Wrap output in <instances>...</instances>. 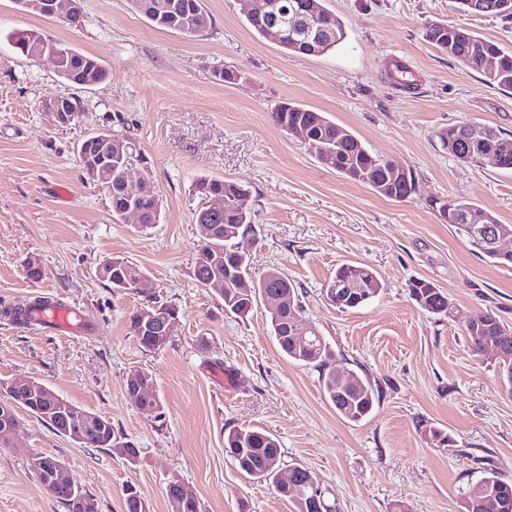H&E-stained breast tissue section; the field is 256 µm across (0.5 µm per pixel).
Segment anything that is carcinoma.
Here are the masks:
<instances>
[{"label":"carcinoma","mask_w":512,"mask_h":512,"mask_svg":"<svg viewBox=\"0 0 512 512\" xmlns=\"http://www.w3.org/2000/svg\"><path fill=\"white\" fill-rule=\"evenodd\" d=\"M144 6V16L156 27L163 30L192 28L198 26V20L206 16L201 0H176L178 18L172 21L167 5L171 0H139ZM318 18L321 24L319 41L307 42L293 33L291 23L284 22L286 40L283 48L304 55H321L336 48L346 38L342 20L326 6L319 8ZM33 29H15L10 40L20 53L26 57L33 49ZM426 38L438 48L445 49L448 56L455 58L469 68L479 72L485 83L501 89H512V52L503 50L497 43L476 35L465 27L431 24L426 29ZM67 71L84 75L91 73L96 83L103 82L108 71L100 61L86 55L78 49L67 61ZM272 121L283 129L299 124L306 129L310 143L315 145L317 161L325 168L335 170L346 178L359 182L363 175L369 179L365 185L379 194L398 199L415 192L413 172L393 180L386 171V164L376 163L363 143L352 133L345 132L337 136L338 125L323 113L294 102H283L271 112ZM470 124L459 125L457 135L444 141L448 154L462 163L479 162L480 154L491 151L500 152V167L512 169V139L494 127H484L485 134L479 140H470L467 128ZM121 139L117 134L101 131L82 141L78 149V158L99 157L100 185L109 187L107 195L111 201L112 218L122 220V213L128 205L136 206L141 212V226L149 227L159 221L162 199L155 190L153 182H148L139 197L130 199L124 191L121 167L125 160L109 157L103 142L106 138ZM195 189L203 198L218 197L224 201V209L209 216L212 224V237L206 243L197 246L194 257L193 275L203 288L210 280L224 279L226 288L220 298L224 303V312L245 316L254 303L266 293H275L281 289L284 274L270 268L255 278L250 273L251 253L248 242L254 234V221L248 206V191L242 184L229 179H217L208 176L199 178ZM441 220L455 228L457 236L470 247L496 266L512 265V254H501L490 239L473 246L472 214L486 217L489 225L504 229L506 226L489 212L480 209L474 203L452 199L442 203L439 208ZM144 277V272L124 257H112L106 261L105 274L101 276L115 291L134 292L135 282ZM351 283L348 299L337 304L341 311L358 309L366 305L380 292V283L370 266L362 263L343 264L336 269L328 282ZM411 295L421 309L440 319L451 318L455 305L448 295L433 284L419 280L411 285ZM59 304L48 297L37 299L25 308H6L0 313L12 322L32 325L38 322V312ZM159 312L165 329L161 335L142 332L141 310H135L130 316V329L147 350L163 348L171 338L178 322L179 310L175 305H147ZM271 331L282 354L288 360L304 365H313L322 370L321 382L323 394L328 403L343 418L358 422L373 410L376 401L375 390L371 382L353 370L347 371V380L339 383L331 375L329 366L335 360V354L322 334L313 335L309 345L297 349L291 342L295 332L288 328V311L270 315ZM473 351L485 352L493 347L502 350L500 377L512 393V327L506 325L493 313H481L473 317L465 328ZM11 415L0 420V445L9 444L13 431L19 426L17 412L23 410L39 417L57 433L69 438L82 448H110L126 462L134 465L139 459V448L134 442L115 434L112 421L104 416L84 411L61 398L53 390L37 382L34 389L10 391L7 393ZM224 450L241 472L247 476L272 485H277L276 472L282 468L283 459L280 444L271 434L249 426H239L224 434ZM295 492L305 490L316 479L314 473L304 465L293 466ZM46 492L54 498L66 512H76V497H89L80 485H58L39 478ZM169 501L176 503V512H200V502L196 493L187 494L178 486L166 488ZM463 512H512V483L495 475L484 476L469 486L463 494ZM124 512H145V502L133 484L124 489Z\"/></svg>","instance_id":"cac0c4a2"}]
</instances>
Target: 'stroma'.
<instances>
[{
	"mask_svg": "<svg viewBox=\"0 0 512 512\" xmlns=\"http://www.w3.org/2000/svg\"><path fill=\"white\" fill-rule=\"evenodd\" d=\"M347 32L320 56L286 51L256 33L237 0H202L206 29L188 37L156 28L132 0H83L69 27L0 0V308L38 296L80 312L89 330L0 320V379L31 378L83 410L111 419L141 453L82 448L40 418L19 412L0 448V512H64L30 468L33 454L61 460L99 512H124L135 485L148 512H172L165 488L179 477L201 512H290L274 486L241 473L224 433L252 426L274 435L285 464L308 467L336 512H461L470 483L512 480V394L493 353H474L464 330L492 311L512 325V267L480 257L442 223L440 203L467 199L512 224V169L461 163L441 136L460 123L512 137V89L486 84L425 36L428 23L463 25L512 51V18L466 14L455 0H325ZM17 28L71 44L109 75L67 83L49 59L12 46ZM414 74L404 86L395 63ZM237 70L238 84L212 70ZM78 98L70 125L44 100ZM284 101L325 113L374 155L413 171L416 192L399 201L324 168L299 135L275 125ZM107 130L132 139L162 198L157 224L112 221L110 200L80 171L77 149ZM239 181L249 192L257 240L252 274L284 273L303 319L330 343L337 369L378 390L371 414L352 422L327 402L320 371L288 361L271 334L267 306L225 313L215 289L193 276L200 240L199 177ZM146 273L145 292H117L98 275L110 257ZM37 259L41 280L27 276ZM370 265L381 284L366 306L343 312L324 298L336 268ZM424 280L448 294L455 314L438 320L410 295ZM175 304L167 345L144 349L130 315L148 301ZM136 369L154 378L165 422L128 395Z\"/></svg>",
	"mask_w": 512,
	"mask_h": 512,
	"instance_id": "obj_1",
	"label": "stroma"
}]
</instances>
